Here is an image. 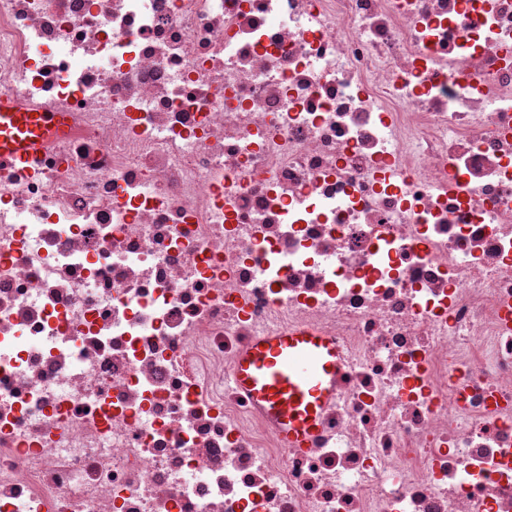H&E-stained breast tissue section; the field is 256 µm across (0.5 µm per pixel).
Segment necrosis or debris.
I'll use <instances>...</instances> for the list:
<instances>
[{"mask_svg":"<svg viewBox=\"0 0 512 512\" xmlns=\"http://www.w3.org/2000/svg\"><path fill=\"white\" fill-rule=\"evenodd\" d=\"M0 512H512V0H0ZM345 359L309 448L227 384ZM63 123L59 112H27L0 100V156L34 160L45 139Z\"/></svg>","mask_w":512,"mask_h":512,"instance_id":"necrosis-or-debris-1","label":"necrosis or debris"}]
</instances>
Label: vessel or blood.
Here are the masks:
<instances>
[{
	"instance_id": "obj_1",
	"label": "vessel or blood",
	"mask_w": 512,
	"mask_h": 512,
	"mask_svg": "<svg viewBox=\"0 0 512 512\" xmlns=\"http://www.w3.org/2000/svg\"><path fill=\"white\" fill-rule=\"evenodd\" d=\"M62 123L60 113L29 112L0 100V156L36 159ZM343 362L334 338L310 328L284 329L255 337L229 383L276 426L288 447L298 450L320 433L322 412L336 398Z\"/></svg>"
}]
</instances>
